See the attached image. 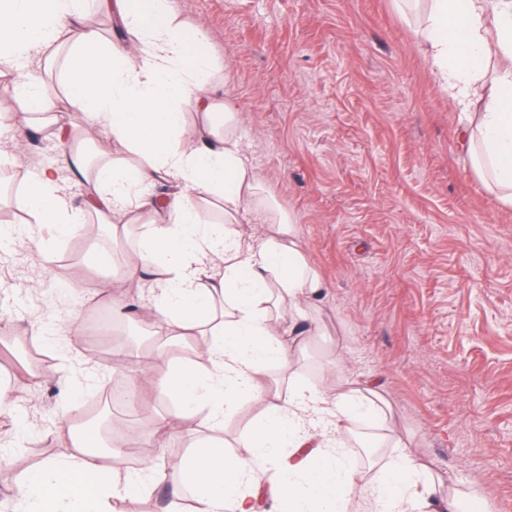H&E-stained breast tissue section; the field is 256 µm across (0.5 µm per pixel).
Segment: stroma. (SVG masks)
Listing matches in <instances>:
<instances>
[{
    "label": "stroma",
    "instance_id": "stroma-1",
    "mask_svg": "<svg viewBox=\"0 0 512 512\" xmlns=\"http://www.w3.org/2000/svg\"><path fill=\"white\" fill-rule=\"evenodd\" d=\"M210 37L223 72L219 94L237 107V134L258 174L254 205L289 214L307 263L325 287L293 326L290 363L272 369L270 401H288V379L316 388L375 383L390 411L374 456L354 433L344 447L372 479L404 441L461 491L475 512H512V207L469 162L457 131L466 116L423 56L424 0H174ZM23 178L59 150L48 131L11 144ZM37 262L25 243L0 251V442L37 438L66 454L58 410L86 412L101 387L71 394L88 363L80 324L111 302L136 308L131 244L57 237ZM110 253L100 269L97 252ZM62 276L80 291L56 294ZM62 327L55 370L15 362L18 335ZM24 418L28 431H19Z\"/></svg>",
    "mask_w": 512,
    "mask_h": 512
}]
</instances>
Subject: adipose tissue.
Listing matches in <instances>:
<instances>
[{
  "label": "adipose tissue",
  "instance_id": "1",
  "mask_svg": "<svg viewBox=\"0 0 512 512\" xmlns=\"http://www.w3.org/2000/svg\"><path fill=\"white\" fill-rule=\"evenodd\" d=\"M91 13L135 42L87 23ZM208 44L170 0H0V76L62 148L60 163L41 167L16 199L32 225L1 226L0 247L30 238L36 223L67 237L88 224L116 229L143 219L126 274L148 285L141 315L166 353L139 361L160 369L154 390L169 401L156 433L197 427L176 465L172 502L191 500L193 512H257L267 495L275 512H346L352 501L365 512H417L413 488L433 483L410 453L365 485L343 449L344 432L386 417L372 383L327 392L290 379L287 404L269 405L246 431L244 454L224 450L225 417L265 400L268 369L291 354L271 300L300 309L321 283L290 216L262 214L268 230L255 241L204 216L216 200L238 218L257 181L235 134L234 105L206 90L217 72ZM424 59L468 114L461 139L477 152L480 176L512 206V0H429ZM77 112L87 118L79 128ZM96 136L105 146L89 174L84 146ZM113 143L139 163L113 158ZM65 171L84 187L80 206L62 191ZM63 432L70 453L19 485V512H119V501L152 495L165 479L151 466L116 484L87 438L68 423Z\"/></svg>",
  "mask_w": 512,
  "mask_h": 512
}]
</instances>
